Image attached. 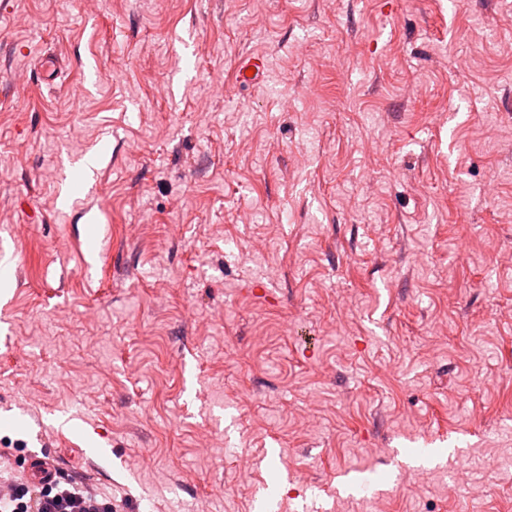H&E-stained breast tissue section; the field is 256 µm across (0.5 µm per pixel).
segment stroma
Wrapping results in <instances>:
<instances>
[{
  "instance_id": "stroma-1",
  "label": "stroma",
  "mask_w": 512,
  "mask_h": 512,
  "mask_svg": "<svg viewBox=\"0 0 512 512\" xmlns=\"http://www.w3.org/2000/svg\"><path fill=\"white\" fill-rule=\"evenodd\" d=\"M0 246V473L512 512V0H0ZM254 69L252 76L247 75V70ZM266 70V59L260 55H249L240 60L236 69V84L241 87L249 86L259 81Z\"/></svg>"
}]
</instances>
